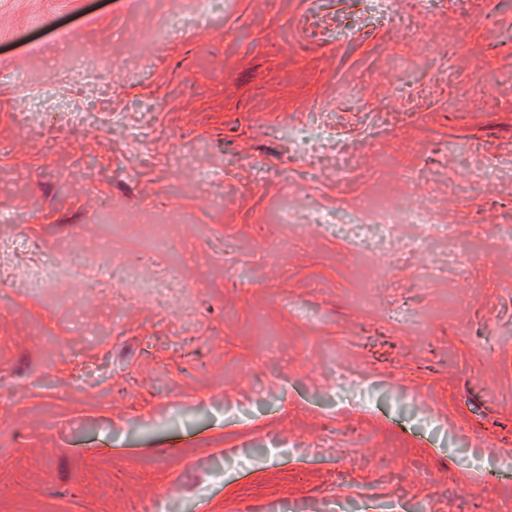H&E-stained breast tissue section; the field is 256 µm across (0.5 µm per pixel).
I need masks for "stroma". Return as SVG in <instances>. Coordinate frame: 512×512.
<instances>
[{"mask_svg":"<svg viewBox=\"0 0 512 512\" xmlns=\"http://www.w3.org/2000/svg\"><path fill=\"white\" fill-rule=\"evenodd\" d=\"M393 2L0 0V512H512V0Z\"/></svg>","mask_w":512,"mask_h":512,"instance_id":"stroma-1","label":"stroma"}]
</instances>
